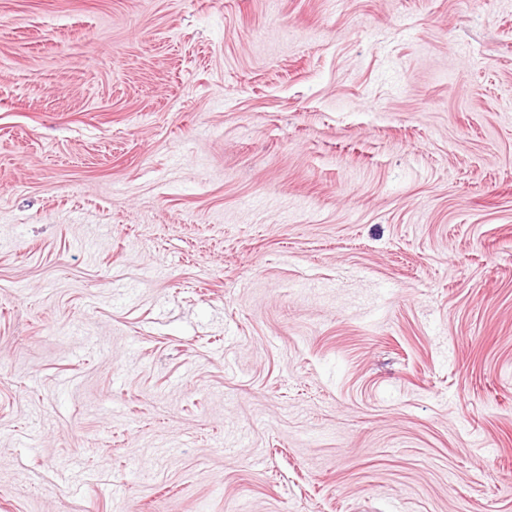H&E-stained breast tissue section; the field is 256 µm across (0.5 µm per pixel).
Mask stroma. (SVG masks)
Returning a JSON list of instances; mask_svg holds the SVG:
<instances>
[{"mask_svg": "<svg viewBox=\"0 0 512 512\" xmlns=\"http://www.w3.org/2000/svg\"><path fill=\"white\" fill-rule=\"evenodd\" d=\"M0 512H512V0H0Z\"/></svg>", "mask_w": 512, "mask_h": 512, "instance_id": "obj_1", "label": "stroma"}]
</instances>
